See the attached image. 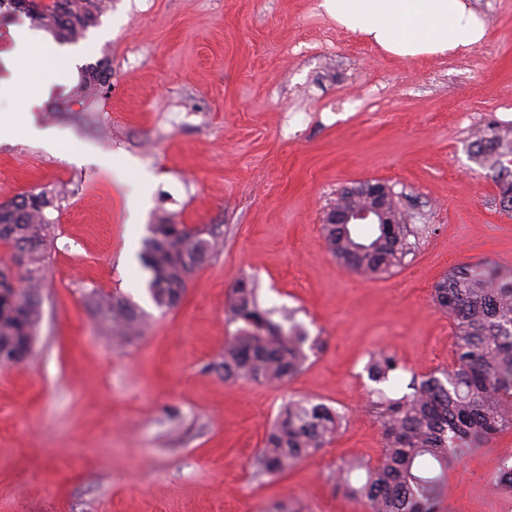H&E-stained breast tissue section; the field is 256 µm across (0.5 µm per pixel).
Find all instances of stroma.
I'll list each match as a JSON object with an SVG mask.
<instances>
[{
	"instance_id": "stroma-1",
	"label": "stroma",
	"mask_w": 512,
	"mask_h": 512,
	"mask_svg": "<svg viewBox=\"0 0 512 512\" xmlns=\"http://www.w3.org/2000/svg\"><path fill=\"white\" fill-rule=\"evenodd\" d=\"M319 2L112 0L74 45L77 67L109 59L110 87L87 107L68 78L33 112L66 142L0 138V202L67 191L33 352L0 367V512H365L331 474L382 453L370 353L418 374L451 369L455 327L434 285L461 264L512 269V214L473 159L512 129V0H472L487 39L417 60L343 30ZM14 27L0 22V113L20 111L34 78L9 60ZM367 180L391 187L414 230L412 253L375 280L338 263L322 230L337 192ZM134 195L144 216L129 225ZM163 212L224 234L171 309L128 260ZM242 277L320 343L286 386L210 368ZM92 291L137 309L129 342L113 344ZM292 395L346 423L292 471L257 480L252 461ZM511 457L506 430L451 467L444 512H512L498 480Z\"/></svg>"
}]
</instances>
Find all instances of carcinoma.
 Segmentation results:
<instances>
[{
  "instance_id": "carcinoma-1",
  "label": "carcinoma",
  "mask_w": 512,
  "mask_h": 512,
  "mask_svg": "<svg viewBox=\"0 0 512 512\" xmlns=\"http://www.w3.org/2000/svg\"><path fill=\"white\" fill-rule=\"evenodd\" d=\"M109 0H0V19L25 16L63 42H75L95 26ZM105 59L86 65L70 96L81 103L99 96L110 83ZM512 141L496 136L478 145L476 161L502 180L501 210L512 213V171L500 157ZM60 193H25L0 204V241L26 258L18 268L0 262V365L11 356H30L42 319L41 290L53 244ZM143 240L141 259L150 273L155 304L177 306L189 277L223 245V235L157 217ZM329 253L361 275L375 278L399 266L411 251L405 224H325ZM94 307L121 343L138 326L140 314L119 298L90 295ZM433 302L455 325L454 366L437 376L412 375L409 392L390 397L377 388L378 417L385 448L376 465L360 459L336 470V484L362 500L368 512H442L448 469L505 430H512V272L487 262L448 271L433 288ZM236 330L224 343L213 369L224 380L288 384L302 371L307 351L317 347L291 312L265 308L258 288L239 279L225 303ZM404 370L393 355L379 351L365 364L368 378L396 390ZM344 416L324 403L290 398L271 423L263 448L252 462L254 476L276 479L329 444Z\"/></svg>"
}]
</instances>
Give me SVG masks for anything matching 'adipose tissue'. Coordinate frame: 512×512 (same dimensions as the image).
<instances>
[{
  "label": "adipose tissue",
  "mask_w": 512,
  "mask_h": 512,
  "mask_svg": "<svg viewBox=\"0 0 512 512\" xmlns=\"http://www.w3.org/2000/svg\"><path fill=\"white\" fill-rule=\"evenodd\" d=\"M321 9L338 26L404 59L444 57L482 43L488 22L471 0H321ZM13 58L32 61L38 75L22 107L36 104L46 84L61 76L60 48L19 26Z\"/></svg>",
  "instance_id": "adipose-tissue-1"
}]
</instances>
